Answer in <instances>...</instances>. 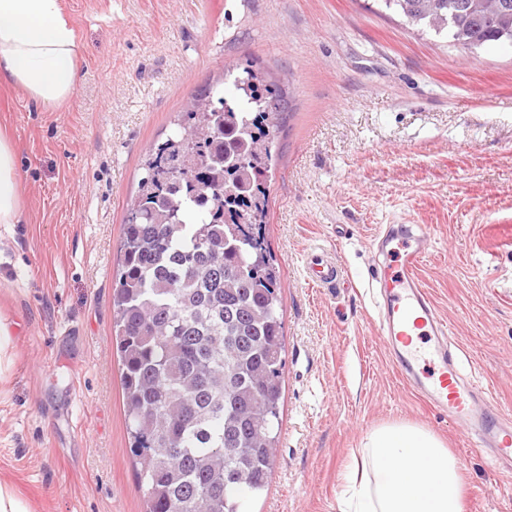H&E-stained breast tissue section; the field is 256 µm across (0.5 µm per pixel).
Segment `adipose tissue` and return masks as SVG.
<instances>
[{
	"instance_id": "1",
	"label": "adipose tissue",
	"mask_w": 512,
	"mask_h": 512,
	"mask_svg": "<svg viewBox=\"0 0 512 512\" xmlns=\"http://www.w3.org/2000/svg\"><path fill=\"white\" fill-rule=\"evenodd\" d=\"M80 44L61 0H0V86L48 108L70 103ZM13 139L0 130V224L20 223L24 207ZM459 464L433 433L411 422L368 433L342 476L338 512H462Z\"/></svg>"
}]
</instances>
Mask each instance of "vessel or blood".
I'll return each instance as SVG.
<instances>
[{"label": "vessel or blood", "instance_id": "b4317fda", "mask_svg": "<svg viewBox=\"0 0 512 512\" xmlns=\"http://www.w3.org/2000/svg\"><path fill=\"white\" fill-rule=\"evenodd\" d=\"M424 241L419 235L403 242L396 264L372 271L381 284L378 327L400 379L430 408L447 412L471 447L491 449L495 464L512 468V417L478 410L488 390L464 375L451 350V328L419 277ZM342 278L335 262L317 258L309 263L311 284L333 288Z\"/></svg>", "mask_w": 512, "mask_h": 512}]
</instances>
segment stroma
Listing matches in <instances>:
<instances>
[{
  "label": "stroma",
  "mask_w": 512,
  "mask_h": 512,
  "mask_svg": "<svg viewBox=\"0 0 512 512\" xmlns=\"http://www.w3.org/2000/svg\"><path fill=\"white\" fill-rule=\"evenodd\" d=\"M81 42L69 105L0 89L25 209L0 224V479L31 512H144L112 355V272L147 149L191 97L250 66L289 98L264 237L281 271L286 364L267 491L246 512H337L372 429L439 436L463 512H512V478L398 377L377 326L373 240L428 225L420 277L466 371L512 412V47L423 34L376 0H62ZM335 259L336 293L307 262ZM15 324L5 317H0V380L6 375L13 365V355L10 351L11 336H14Z\"/></svg>",
  "instance_id": "1"
}]
</instances>
